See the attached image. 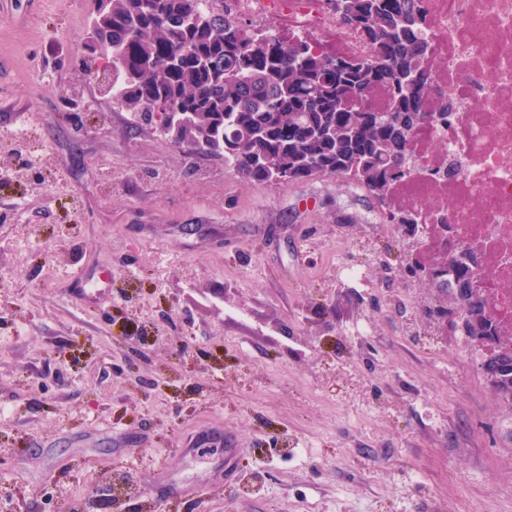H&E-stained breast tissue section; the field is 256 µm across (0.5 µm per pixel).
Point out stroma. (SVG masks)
I'll return each mask as SVG.
<instances>
[{
  "mask_svg": "<svg viewBox=\"0 0 512 512\" xmlns=\"http://www.w3.org/2000/svg\"><path fill=\"white\" fill-rule=\"evenodd\" d=\"M94 9L0 0V512H512V412L400 333L373 256L405 264L401 229L345 180L248 182L137 123L73 66ZM101 268L107 302L66 296Z\"/></svg>",
  "mask_w": 512,
  "mask_h": 512,
  "instance_id": "stroma-1",
  "label": "stroma"
}]
</instances>
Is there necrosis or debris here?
Here are the masks:
<instances>
[{
	"mask_svg": "<svg viewBox=\"0 0 512 512\" xmlns=\"http://www.w3.org/2000/svg\"><path fill=\"white\" fill-rule=\"evenodd\" d=\"M202 9L247 24L255 40L302 39L324 53L369 59L365 36L337 19L328 0H200ZM433 53L420 100L451 106L447 123L416 128L414 173L387 206L419 218L412 252L426 264L480 246L477 286L502 341L512 344V0H423ZM428 177H421V170ZM447 225L440 236L438 225Z\"/></svg>",
	"mask_w": 512,
	"mask_h": 512,
	"instance_id": "1",
	"label": "necrosis or debris"
}]
</instances>
